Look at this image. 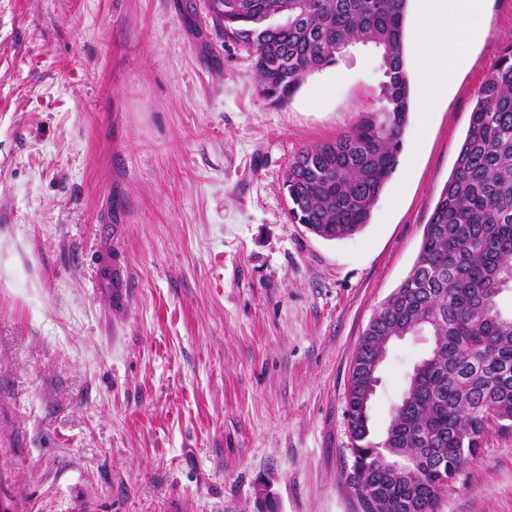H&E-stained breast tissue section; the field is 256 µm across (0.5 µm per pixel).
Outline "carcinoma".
<instances>
[{
  "label": "carcinoma",
  "mask_w": 512,
  "mask_h": 512,
  "mask_svg": "<svg viewBox=\"0 0 512 512\" xmlns=\"http://www.w3.org/2000/svg\"><path fill=\"white\" fill-rule=\"evenodd\" d=\"M408 0H209L224 38L247 47L263 97L278 103L310 71L348 47L373 45L384 68L383 105L347 132L304 147L284 185L298 224L325 240L360 232L397 168L409 121L405 60ZM512 288V45L481 86L454 169L424 226L409 276L364 331L350 376L347 481L370 484L362 512H438L448 480L493 434L512 432V315L497 296ZM424 333L428 355L409 376L383 439L366 396L396 336Z\"/></svg>",
  "instance_id": "cac0c4a2"
}]
</instances>
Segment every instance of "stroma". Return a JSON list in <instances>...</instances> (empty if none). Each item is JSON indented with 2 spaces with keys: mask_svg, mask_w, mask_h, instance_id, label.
Returning a JSON list of instances; mask_svg holds the SVG:
<instances>
[{
  "mask_svg": "<svg viewBox=\"0 0 512 512\" xmlns=\"http://www.w3.org/2000/svg\"><path fill=\"white\" fill-rule=\"evenodd\" d=\"M486 11L436 108L411 112L370 224L327 241L292 220L284 175L379 106L370 48L274 105L208 0H0V498L15 512H359L352 360L512 45V0ZM429 349L390 345L374 441ZM439 512H512V434L489 439Z\"/></svg>",
  "mask_w": 512,
  "mask_h": 512,
  "instance_id": "obj_1",
  "label": "stroma"
}]
</instances>
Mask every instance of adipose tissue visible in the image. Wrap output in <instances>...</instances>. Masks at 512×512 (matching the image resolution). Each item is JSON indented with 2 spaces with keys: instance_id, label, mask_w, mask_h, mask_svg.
Masks as SVG:
<instances>
[{
  "instance_id": "obj_1",
  "label": "adipose tissue",
  "mask_w": 512,
  "mask_h": 512,
  "mask_svg": "<svg viewBox=\"0 0 512 512\" xmlns=\"http://www.w3.org/2000/svg\"><path fill=\"white\" fill-rule=\"evenodd\" d=\"M486 24V0H418L414 33L423 44L419 94L426 106H433L453 84L467 62L464 46Z\"/></svg>"
}]
</instances>
